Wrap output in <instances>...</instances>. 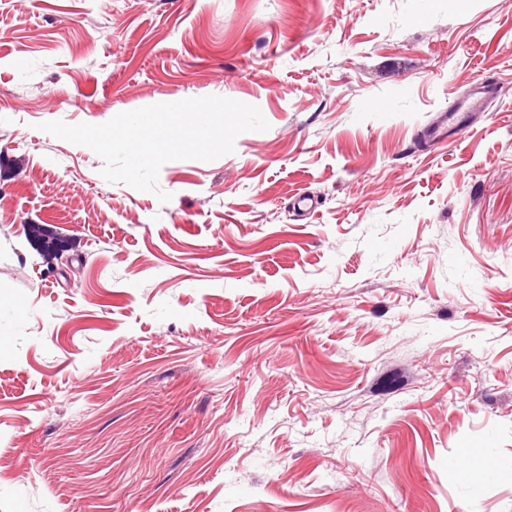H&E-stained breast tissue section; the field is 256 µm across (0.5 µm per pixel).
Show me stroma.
Returning a JSON list of instances; mask_svg holds the SVG:
<instances>
[{
    "mask_svg": "<svg viewBox=\"0 0 512 512\" xmlns=\"http://www.w3.org/2000/svg\"><path fill=\"white\" fill-rule=\"evenodd\" d=\"M208 95L165 204L38 128ZM0 512H512V0H0ZM498 90L494 85L485 82L475 84L463 111L455 109L452 112H443L434 126L427 131L426 137L434 141L444 137L448 132L456 137L473 125V118L477 112H482L485 103L497 96Z\"/></svg>",
    "mask_w": 512,
    "mask_h": 512,
    "instance_id": "obj_1",
    "label": "stroma"
}]
</instances>
